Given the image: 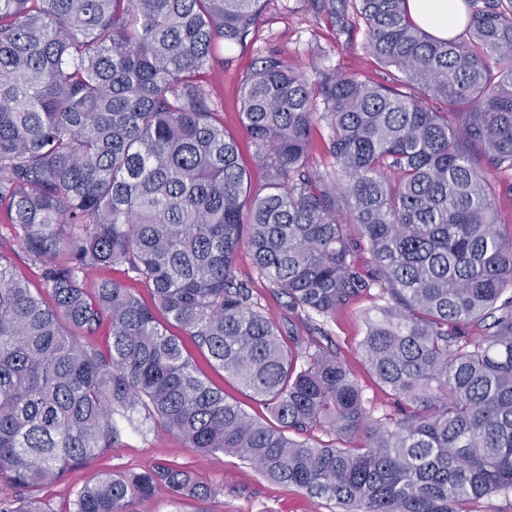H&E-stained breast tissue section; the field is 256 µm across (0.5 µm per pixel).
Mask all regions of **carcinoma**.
<instances>
[{"label":"carcinoma","mask_w":512,"mask_h":512,"mask_svg":"<svg viewBox=\"0 0 512 512\" xmlns=\"http://www.w3.org/2000/svg\"><path fill=\"white\" fill-rule=\"evenodd\" d=\"M470 2L459 41L408 0H311L331 18L352 7L400 79L327 69L312 85L263 59L239 95L255 189L205 77L264 0H0V213L41 282L0 251V474L27 494L0 512H51L35 493L119 443L118 417L341 512H470L512 492V224L485 175L512 176V0ZM320 122L331 172L309 163ZM243 244L285 298L286 334L235 275ZM117 265L151 304L115 280L84 287ZM371 292L361 349L391 412L322 344ZM104 323L106 348L81 341ZM170 325L270 419L203 380ZM161 491L212 495L156 464L98 473L66 512Z\"/></svg>","instance_id":"obj_1"}]
</instances>
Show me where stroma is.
<instances>
[{"mask_svg":"<svg viewBox=\"0 0 512 512\" xmlns=\"http://www.w3.org/2000/svg\"><path fill=\"white\" fill-rule=\"evenodd\" d=\"M363 40L362 29L317 15L310 0H266L246 45L225 49L224 66L217 69L208 88L213 100L223 105L224 130L237 139L241 162L249 170L253 186L262 185L263 171L255 161L254 147L241 126L239 92L246 76L259 59L272 56L294 64L312 81L316 80L318 70L332 68L369 84H391L393 69L381 66L364 49ZM235 273L249 283L270 317L279 322L284 320L279 299L269 282L257 274L248 249L238 252ZM374 304L372 296H359L346 310L339 312L335 320L328 322L327 329L333 349L349 366L365 397L380 409L388 410L392 407L391 400L366 367L360 349L365 333L363 316ZM186 349L201 377L222 388L228 400L238 403L253 417H266L263 402L234 379L215 371L206 354L194 344H187ZM159 462H172L191 471L212 487V497L199 502L162 495L138 501L133 512H337L335 504L310 497L300 489L284 488L237 457L222 454L204 457L174 433L132 428L123 433L115 447L71 469L62 481L45 486L41 497L51 512H63L73 491L98 472L139 471Z\"/></svg>","mask_w":512,"mask_h":512,"instance_id":"35a3bbf8","label":"stroma"}]
</instances>
